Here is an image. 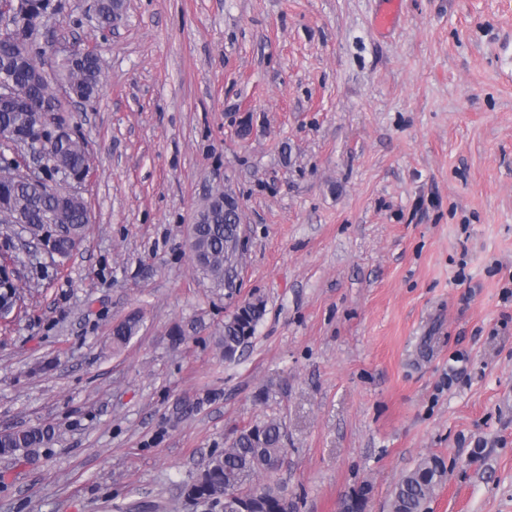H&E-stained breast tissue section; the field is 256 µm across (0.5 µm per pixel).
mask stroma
<instances>
[{"label": "stroma", "mask_w": 512, "mask_h": 512, "mask_svg": "<svg viewBox=\"0 0 512 512\" xmlns=\"http://www.w3.org/2000/svg\"><path fill=\"white\" fill-rule=\"evenodd\" d=\"M125 3L108 36L89 0L50 23L103 60L66 114L92 157L83 240L0 224L28 297L0 322V431L55 429L0 456V512H223L181 488L269 416L284 453L259 481L293 512H392L428 457L427 512H512V0H401L385 29L380 0ZM224 187L240 296L266 303L232 362L188 236ZM141 318L137 313L128 315L112 326V347L120 349L125 346L140 329Z\"/></svg>", "instance_id": "stroma-1"}]
</instances>
